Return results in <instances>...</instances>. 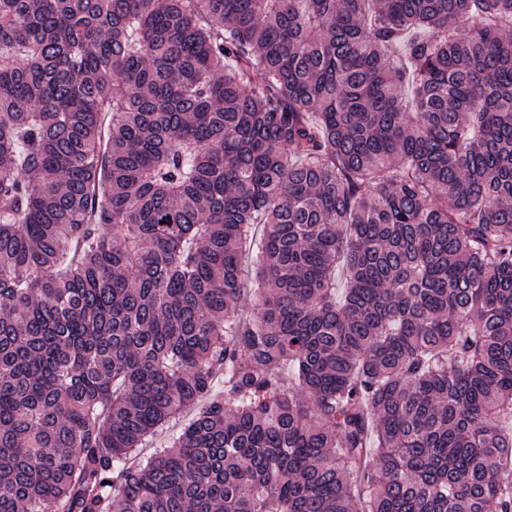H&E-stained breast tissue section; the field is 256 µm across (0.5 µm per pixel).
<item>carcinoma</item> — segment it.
<instances>
[{"mask_svg":"<svg viewBox=\"0 0 512 512\" xmlns=\"http://www.w3.org/2000/svg\"><path fill=\"white\" fill-rule=\"evenodd\" d=\"M508 421L512 0H0V512H512Z\"/></svg>","mask_w":512,"mask_h":512,"instance_id":"1","label":"carcinoma"}]
</instances>
